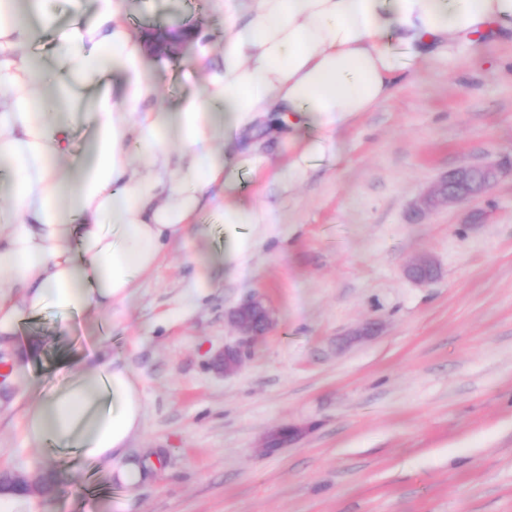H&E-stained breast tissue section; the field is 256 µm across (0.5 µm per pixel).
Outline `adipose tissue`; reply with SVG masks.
Wrapping results in <instances>:
<instances>
[{
  "instance_id": "1",
  "label": "adipose tissue",
  "mask_w": 512,
  "mask_h": 512,
  "mask_svg": "<svg viewBox=\"0 0 512 512\" xmlns=\"http://www.w3.org/2000/svg\"><path fill=\"white\" fill-rule=\"evenodd\" d=\"M50 0H0V337L47 308L109 311L159 265L175 239L204 235L196 218L222 210L232 269L271 223L232 200L264 162L255 135L313 125L293 162L301 176L323 159L338 123L390 98L411 64L446 52L450 38L488 25L512 30V0H222L224 39L187 35L202 79L173 110L129 23V0H82L58 26ZM92 146L73 163L77 124ZM144 417L138 378L114 359L77 363L69 383L24 412L36 447L76 449L133 489L156 458L125 462ZM123 459L114 467V459Z\"/></svg>"
}]
</instances>
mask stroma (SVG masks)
I'll list each match as a JSON object with an SVG mask.
<instances>
[{
  "label": "stroma",
  "mask_w": 512,
  "mask_h": 512,
  "mask_svg": "<svg viewBox=\"0 0 512 512\" xmlns=\"http://www.w3.org/2000/svg\"><path fill=\"white\" fill-rule=\"evenodd\" d=\"M133 22L165 33L216 0H136ZM197 80L175 50L159 74L170 109ZM261 141L268 163L243 194L272 212L232 272L173 243L111 315L46 309L0 347V471H58L47 512H512V33L456 37L392 97L341 122L332 155L292 180L307 142ZM498 177L465 202L416 204L453 170ZM430 258L436 278L406 274ZM261 298L272 317L241 369L230 309ZM375 336L358 337L365 324ZM109 355L143 392L128 461L160 453L129 490L71 448L26 443L31 392L66 385L78 360ZM293 429L276 451L266 441Z\"/></svg>",
  "instance_id": "35a3bbf8"
}]
</instances>
